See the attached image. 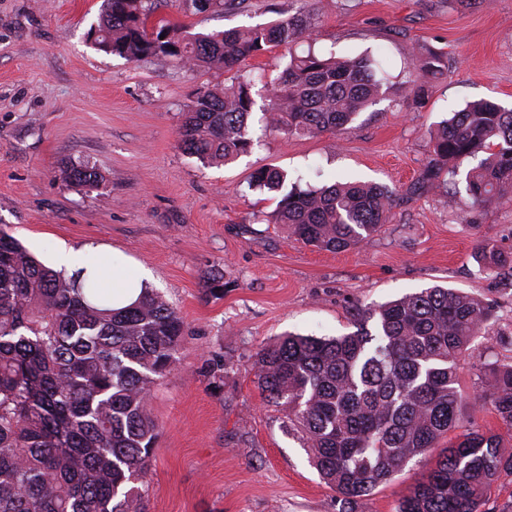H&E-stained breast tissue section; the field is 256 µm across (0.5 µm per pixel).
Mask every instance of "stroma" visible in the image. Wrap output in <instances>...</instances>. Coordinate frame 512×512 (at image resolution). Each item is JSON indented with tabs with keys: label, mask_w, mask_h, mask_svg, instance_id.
Listing matches in <instances>:
<instances>
[{
	"label": "stroma",
	"mask_w": 512,
	"mask_h": 512,
	"mask_svg": "<svg viewBox=\"0 0 512 512\" xmlns=\"http://www.w3.org/2000/svg\"><path fill=\"white\" fill-rule=\"evenodd\" d=\"M102 4L0 0V228L48 265L63 245L88 261L98 246L132 258L181 315L184 344L150 397L160 434L139 486L143 512H338L301 433L258 389L257 354L288 333L352 332L363 310L440 284L495 312L460 362L461 392L475 394L488 365L512 363V281L475 260L485 245L512 255V204L467 207L468 158L440 187L417 182L430 128L473 100L512 109V0H229L200 13L185 0H156L153 18L202 34L304 13L315 51H375L390 69L385 97L348 133H266L251 154L209 167L179 146L194 93L272 80L287 52L229 72L163 56L130 60L89 38ZM430 50L445 70L417 106L402 71ZM83 162L102 182L63 180V165ZM263 166L305 186L384 185L394 192L390 218L354 249L305 245L269 222L279 193L250 188ZM218 273L215 295L206 283ZM211 359L224 366L217 385L202 370ZM426 472L408 463L356 512H396Z\"/></svg>",
	"instance_id": "stroma-1"
}]
</instances>
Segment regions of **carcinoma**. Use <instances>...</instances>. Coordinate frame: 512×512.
Here are the masks:
<instances>
[{"mask_svg":"<svg viewBox=\"0 0 512 512\" xmlns=\"http://www.w3.org/2000/svg\"><path fill=\"white\" fill-rule=\"evenodd\" d=\"M144 0H105L95 43L141 60L158 55L191 67L235 69L283 47L282 76L196 92L180 128V144L208 164L249 154L252 113L265 127L296 137L350 129L382 95L369 53L337 57L294 46L311 38L303 15L266 26L192 34L164 19L148 34ZM442 68L435 53L415 56L406 80L416 101ZM420 172L434 187L466 173L467 207L512 202V109L473 101L431 136ZM64 181L93 184L103 175L86 163L63 168ZM266 166L251 186L286 190L272 215L296 239L319 250L360 246L387 223L393 192L363 182L319 188ZM477 262L489 272L512 269V256L485 245ZM492 306L433 286L360 314L341 336L288 334L258 355L257 385L303 433L315 468L336 488L340 512L390 483L413 459L445 442L425 480L398 499L396 512H491L492 484L512 473V448L493 431L457 434L472 403L459 391L461 356L486 334ZM375 320V332L365 323ZM184 343V322L162 295L142 289L133 304L112 308V290L97 273L57 271L0 229V512H142L132 483L148 475L159 426L150 414L151 387L165 377ZM476 397L512 430V364L488 370Z\"/></svg>","mask_w":512,"mask_h":512,"instance_id":"cac0c4a2","label":"carcinoma"}]
</instances>
